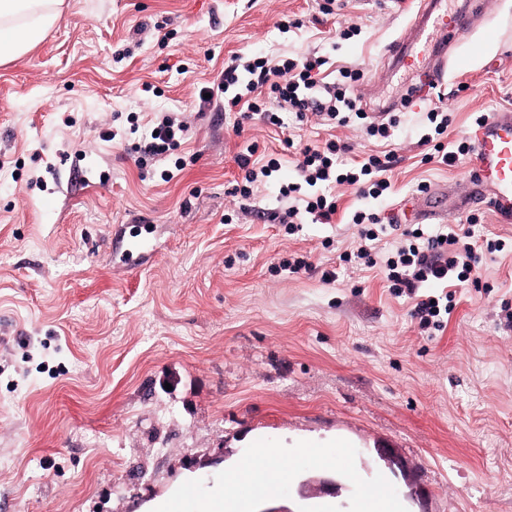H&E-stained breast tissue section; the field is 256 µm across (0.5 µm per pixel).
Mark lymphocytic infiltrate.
I'll return each mask as SVG.
<instances>
[{
  "mask_svg": "<svg viewBox=\"0 0 512 512\" xmlns=\"http://www.w3.org/2000/svg\"><path fill=\"white\" fill-rule=\"evenodd\" d=\"M328 64V57L316 52L276 57L235 54L225 61L216 87L200 104L237 112L245 119L257 115L265 124L281 130L288 122L300 124L314 115L324 125L357 128L380 143V150L351 162L345 159L348 145L338 137L300 148L298 179L281 185L283 205L270 213L269 220L284 225L291 234L305 224L332 223L338 212L333 187L356 188L366 203L351 210L348 221L358 225L360 242L355 249L344 251L341 261L379 268L396 296L415 299L412 315L421 330H442L443 316L451 312L452 306L439 296L426 294V286L455 280L482 287L483 254L503 251L505 243L500 239L480 242L474 231L480 217L473 213L464 223L447 229H403L402 240L395 249H375V240L386 230L385 217L377 203L391 195L390 173L401 161L391 148L401 119L393 113L384 122L371 121L356 93L363 70L343 66L331 77L327 74ZM425 120L428 132L419 141L425 149L423 163L451 167L472 154L471 140L462 137L448 141L453 118L447 110L434 107L426 113ZM189 131L186 120L169 113L157 116L138 146L139 166L170 156L185 142ZM236 164L241 177L231 193L243 202L253 200L259 186L275 178L282 168L279 157L258 155L253 145L237 155Z\"/></svg>",
  "mask_w": 512,
  "mask_h": 512,
  "instance_id": "obj_1",
  "label": "lymphocytic infiltrate"
}]
</instances>
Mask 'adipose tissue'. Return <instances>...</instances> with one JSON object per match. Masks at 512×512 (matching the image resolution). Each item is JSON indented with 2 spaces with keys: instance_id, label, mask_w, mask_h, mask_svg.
Masks as SVG:
<instances>
[{
  "instance_id": "1",
  "label": "adipose tissue",
  "mask_w": 512,
  "mask_h": 512,
  "mask_svg": "<svg viewBox=\"0 0 512 512\" xmlns=\"http://www.w3.org/2000/svg\"><path fill=\"white\" fill-rule=\"evenodd\" d=\"M63 0H0V48L20 56L61 16Z\"/></svg>"
}]
</instances>
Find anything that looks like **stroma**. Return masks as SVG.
<instances>
[{"mask_svg": "<svg viewBox=\"0 0 512 512\" xmlns=\"http://www.w3.org/2000/svg\"><path fill=\"white\" fill-rule=\"evenodd\" d=\"M417 8L347 0L316 25L314 0H64L32 49H0V512H205L212 496H237L224 476L261 448L278 476L249 495L248 512H356L376 485L394 512H512V327L501 310L512 223L470 201L468 160L419 162L426 105L402 119L403 161L381 209L415 224L422 182L448 191L442 223L476 209L483 234L506 243L483 262L492 290L457 287L431 335L379 271L340 267L355 225L291 236L260 218L297 178L280 135L256 116L198 108L230 55L310 51L362 67L368 111L386 108L409 75L383 60ZM286 15L304 27L280 32ZM486 20L499 39L476 52L480 32L462 37L456 50L472 61L440 101L452 140L469 136L472 113L512 110V0H490ZM351 24L359 36L333 39ZM159 112L186 117L193 135L142 168L128 117L144 127ZM251 142L283 166L256 215L228 224L235 158ZM130 224L155 227L136 271L112 259ZM295 253L309 271L282 269ZM382 446L408 475L378 458ZM313 474L335 478L338 493L301 496Z\"/></svg>", "mask_w": 512, "mask_h": 512, "instance_id": "obj_1", "label": "stroma"}]
</instances>
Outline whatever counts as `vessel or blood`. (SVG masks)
<instances>
[{"label": "vessel or blood", "instance_id": "1", "mask_svg": "<svg viewBox=\"0 0 512 512\" xmlns=\"http://www.w3.org/2000/svg\"><path fill=\"white\" fill-rule=\"evenodd\" d=\"M441 2L420 0L407 36L395 41L385 58L388 67L411 68L405 95L414 102L431 99L433 91L447 83L449 73L459 68L458 59L449 57L448 51L483 7V0H470L466 10L451 13L441 9ZM471 137L470 195L475 198L489 189L498 214L512 221V111L490 113Z\"/></svg>", "mask_w": 512, "mask_h": 512}]
</instances>
